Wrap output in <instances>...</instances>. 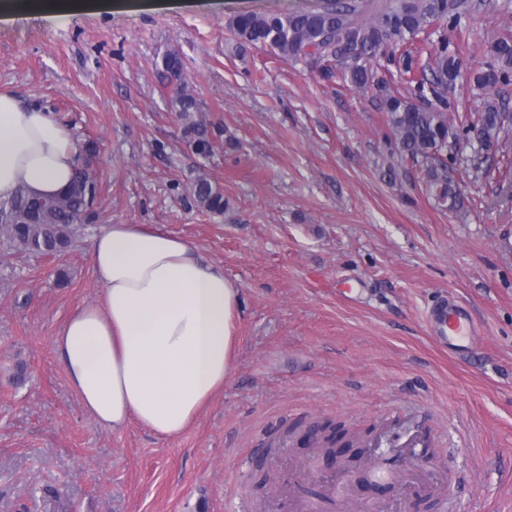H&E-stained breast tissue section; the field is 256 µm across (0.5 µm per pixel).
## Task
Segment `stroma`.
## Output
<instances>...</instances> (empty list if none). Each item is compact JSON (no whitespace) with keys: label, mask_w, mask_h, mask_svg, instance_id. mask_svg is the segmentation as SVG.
I'll list each match as a JSON object with an SVG mask.
<instances>
[{"label":"stroma","mask_w":512,"mask_h":512,"mask_svg":"<svg viewBox=\"0 0 512 512\" xmlns=\"http://www.w3.org/2000/svg\"><path fill=\"white\" fill-rule=\"evenodd\" d=\"M448 31L479 67L512 33V0ZM320 0H149L14 14L0 7V91L49 105L100 184L91 222L60 256L0 238V512H280L316 501L343 512L317 476L342 470L355 512H512V177L489 159L452 213L396 157L370 96L322 81L313 62L240 47L235 15L286 14ZM178 52L214 149L196 155L156 80ZM206 174L228 206L199 208ZM147 224L194 244L240 290L233 372L188 428L93 425L52 340L101 299L93 239ZM469 307L476 347L454 355L426 315L442 295ZM377 437L380 464L407 471L414 434L434 446L424 502L366 468L318 457L308 426Z\"/></svg>","instance_id":"1"}]
</instances>
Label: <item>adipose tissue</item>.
<instances>
[{
	"label": "adipose tissue",
	"mask_w": 512,
	"mask_h": 512,
	"mask_svg": "<svg viewBox=\"0 0 512 512\" xmlns=\"http://www.w3.org/2000/svg\"><path fill=\"white\" fill-rule=\"evenodd\" d=\"M79 150L53 112L0 92V199L50 197ZM102 300L78 306L53 338L68 382L97 427L135 422L180 435L230 377L239 290L186 239L113 224L91 249Z\"/></svg>",
	"instance_id": "ef3b65f1"
}]
</instances>
